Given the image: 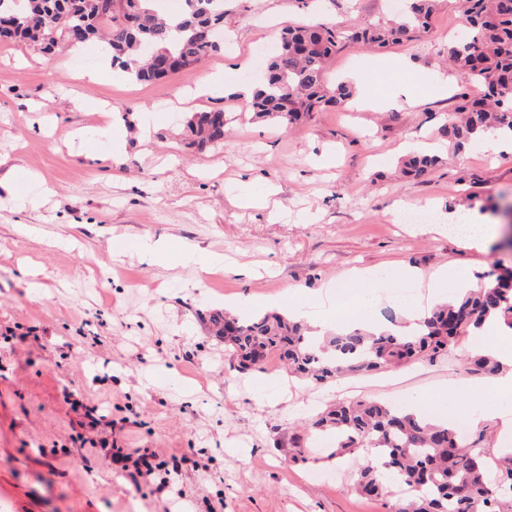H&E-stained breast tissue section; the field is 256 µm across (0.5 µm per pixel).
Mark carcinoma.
<instances>
[{
    "label": "carcinoma",
    "mask_w": 512,
    "mask_h": 512,
    "mask_svg": "<svg viewBox=\"0 0 512 512\" xmlns=\"http://www.w3.org/2000/svg\"><path fill=\"white\" fill-rule=\"evenodd\" d=\"M70 2L0 0V16H13L10 26L0 28V42L49 50L60 41L79 49L100 40L112 70L147 83L170 74L159 59H174L180 71L222 48L216 33L224 28L225 0H183L175 15L159 12L157 0H112L110 13L107 0H77L74 9ZM407 2L399 19L364 26L354 37L372 49L419 37L429 27L437 0ZM467 3L470 34L450 52L463 90L444 125L458 149L489 130L512 135V0ZM337 45L336 30L324 24L283 27L275 49L261 62L262 78L248 103L252 118L288 128L349 99L348 85L331 89L324 78L325 62ZM470 86L487 87L484 98L471 99ZM185 126L197 148L224 146V110L193 112ZM439 162L413 151L402 166L405 174L420 178ZM490 318L512 329V264L498 263L484 287L436 305L405 335L354 328L319 339L308 334L300 317L276 312L237 318L216 310L208 323L210 334L224 339L233 366L241 371H263L266 358L274 355L298 377L327 382L343 373L362 376L416 360L433 362L451 352L461 331L477 330ZM472 364L487 377L501 369L491 353L474 357ZM311 428L333 441L325 462L356 456L367 446L378 449L388 479L406 487L408 495L391 499L390 485L370 463L354 474L353 486L385 501L387 512H512V454L497 455L476 440L461 442L446 421L380 401H346L319 415Z\"/></svg>",
    "instance_id": "carcinoma-1"
}]
</instances>
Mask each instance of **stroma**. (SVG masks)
<instances>
[{"instance_id": "35a3bbf8", "label": "stroma", "mask_w": 512, "mask_h": 512, "mask_svg": "<svg viewBox=\"0 0 512 512\" xmlns=\"http://www.w3.org/2000/svg\"><path fill=\"white\" fill-rule=\"evenodd\" d=\"M465 0H438L429 30L380 50L354 39L392 16L388 0H230L222 52L193 66L226 86L260 71L259 40L288 22L332 25L340 43L325 76L351 80L363 108H329L284 130L245 119L244 101L195 96L184 72L144 84L109 64L75 69V52L0 46V512H385L338 480L308 421L349 399L419 397L445 419L481 404L469 336L450 357L361 379L314 384L268 359L231 367L210 311L247 317L307 306L338 322L323 292L357 290L351 272L383 276L370 316H404L389 291L414 270L488 282L490 246L398 224L399 207L490 218L512 202V146L454 151L442 133L460 76L450 50ZM448 78L439 93L435 75ZM92 98L99 112L85 109ZM225 111L224 146L185 148L190 112ZM430 145L442 165L420 180L398 162ZM158 244L161 260L141 256ZM223 256L210 273L183 247ZM109 415L131 448L186 449L164 491L131 490L93 455L66 394ZM302 449L305 459L288 460Z\"/></svg>"}]
</instances>
